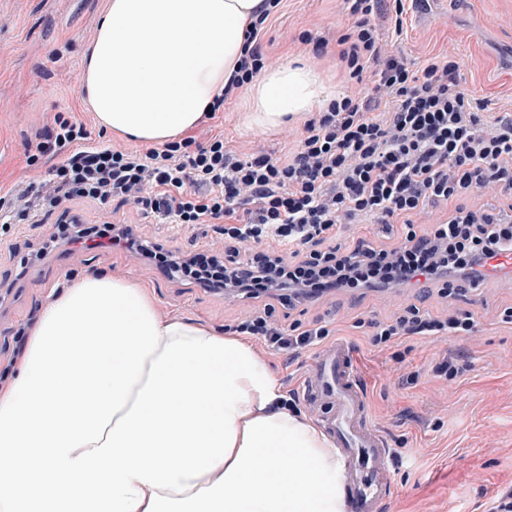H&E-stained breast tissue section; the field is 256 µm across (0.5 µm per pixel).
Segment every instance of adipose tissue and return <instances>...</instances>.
I'll list each match as a JSON object with an SVG mask.
<instances>
[{
	"label": "adipose tissue",
	"instance_id": "adipose-tissue-1",
	"mask_svg": "<svg viewBox=\"0 0 512 512\" xmlns=\"http://www.w3.org/2000/svg\"><path fill=\"white\" fill-rule=\"evenodd\" d=\"M263 4L106 0L82 76L99 125L147 145L193 128ZM247 95L276 129L327 91L290 62ZM278 400L247 342L84 273L49 294L0 383V512H341L332 444Z\"/></svg>",
	"mask_w": 512,
	"mask_h": 512
}]
</instances>
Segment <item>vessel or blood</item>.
Masks as SVG:
<instances>
[{"mask_svg": "<svg viewBox=\"0 0 512 512\" xmlns=\"http://www.w3.org/2000/svg\"><path fill=\"white\" fill-rule=\"evenodd\" d=\"M354 363L346 342L324 346L307 366L303 392L326 407L319 425L336 450L342 512H383L394 489L391 452L371 421Z\"/></svg>", "mask_w": 512, "mask_h": 512, "instance_id": "obj_1", "label": "vessel or blood"}]
</instances>
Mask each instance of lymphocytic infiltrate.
<instances>
[{"instance_id":"obj_1","label":"lymphocytic infiltrate","mask_w":512,"mask_h":512,"mask_svg":"<svg viewBox=\"0 0 512 512\" xmlns=\"http://www.w3.org/2000/svg\"><path fill=\"white\" fill-rule=\"evenodd\" d=\"M282 2L267 0L251 23L239 65L208 118L223 113L225 102L267 67L264 30ZM340 2L345 28L319 38L304 32L298 42L315 56L336 57L349 88L305 113L287 155L227 148L220 132L204 142L188 135L130 150L92 142L83 121L59 112L25 148L27 166L51 161L47 180L1 193L0 223L53 211L62 219L53 241L124 249L170 277L264 300L263 309L239 315L224 331L290 362L333 331L284 323L276 307L292 310L339 292L389 296L415 288L446 300L436 314L411 303L388 320L368 321L366 338L380 349L408 339L473 336L478 320L454 303L479 290L490 259L512 251V223L460 201L512 192V114L488 111L461 86L452 52L417 65L392 51L381 24L393 21L395 34H402L408 0ZM78 198L130 202L176 224L213 225L224 249L163 253L129 224L78 230L71 212ZM441 204L450 207L443 219L434 212ZM371 223L396 230L398 244L381 247L365 237L338 243L342 226ZM245 246L253 255L238 261Z\"/></svg>"}]
</instances>
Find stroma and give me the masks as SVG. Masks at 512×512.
<instances>
[{
    "instance_id": "obj_1",
    "label": "stroma",
    "mask_w": 512,
    "mask_h": 512,
    "mask_svg": "<svg viewBox=\"0 0 512 512\" xmlns=\"http://www.w3.org/2000/svg\"><path fill=\"white\" fill-rule=\"evenodd\" d=\"M103 7L104 0H0V186L47 178L46 168L27 169L25 144L57 112L78 113L92 139L114 142V135L98 127L80 88L83 53ZM346 23L336 0H284L266 34L274 64L303 58L335 93H343L347 83L336 60L299 54L294 41L302 31L317 36ZM392 44L417 63L453 52L462 86L486 99L490 111H512V0H423ZM58 47L63 50L59 56L54 53ZM224 110V120H202L193 135L203 141L220 132L227 145L251 142L280 155L292 147L295 125L247 127L239 98ZM72 206L85 225L132 224L143 240L176 254L224 247L209 224L186 229L144 215L131 203L79 198ZM58 219L43 212L26 224L0 225V369L13 366L18 332L50 289L64 288L69 278L89 270L147 286L160 316L180 315L218 330L243 310L264 307L260 300H240L204 291L188 279L168 278L130 251L46 249ZM405 298L402 292L392 298L339 292L291 316L338 330L357 349L355 371L367 391L373 422L389 443L404 439L417 452L411 468L395 472L396 492L386 512H482V503L512 474V324L494 319L497 310L512 306V276L486 279L479 291L458 300V307L480 322L476 338L410 341L378 351L354 321L388 320ZM444 350L472 356L471 369L449 385L447 396L402 383L408 372L428 373L433 355Z\"/></svg>"
}]
</instances>
